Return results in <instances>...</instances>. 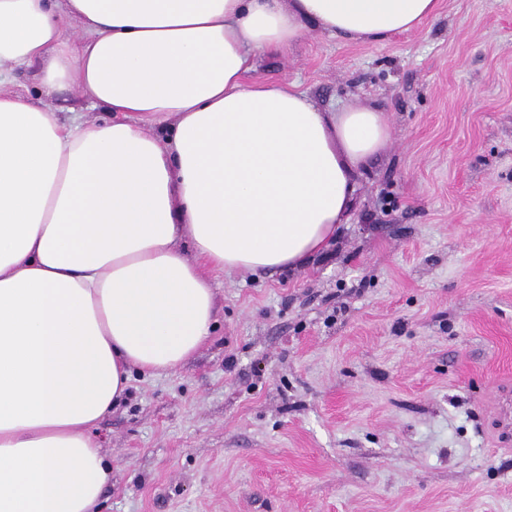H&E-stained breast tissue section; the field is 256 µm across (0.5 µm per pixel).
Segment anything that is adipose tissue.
Masks as SVG:
<instances>
[{
    "instance_id": "obj_1",
    "label": "adipose tissue",
    "mask_w": 512,
    "mask_h": 512,
    "mask_svg": "<svg viewBox=\"0 0 512 512\" xmlns=\"http://www.w3.org/2000/svg\"><path fill=\"white\" fill-rule=\"evenodd\" d=\"M439 7L0 0V512H98L112 466L93 429L133 369L175 370L210 335L209 271L296 268L352 211L385 114L323 111L253 78L254 55L311 24L384 42ZM34 64L37 98L2 92ZM68 87L111 121L42 105Z\"/></svg>"
}]
</instances>
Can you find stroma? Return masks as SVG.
Wrapping results in <instances>:
<instances>
[{
	"label": "stroma",
	"mask_w": 512,
	"mask_h": 512,
	"mask_svg": "<svg viewBox=\"0 0 512 512\" xmlns=\"http://www.w3.org/2000/svg\"><path fill=\"white\" fill-rule=\"evenodd\" d=\"M254 61L392 137L324 256L213 273L211 336L132 372L96 427L101 512H512V0ZM44 104L112 119L76 89Z\"/></svg>",
	"instance_id": "35a3bbf8"
}]
</instances>
